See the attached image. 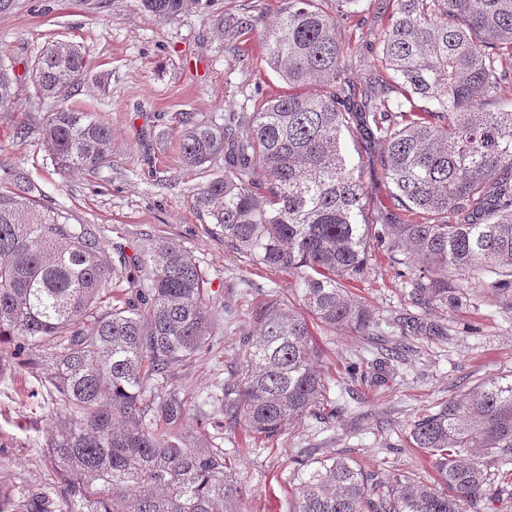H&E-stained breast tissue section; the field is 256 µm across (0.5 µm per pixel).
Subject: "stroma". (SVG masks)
<instances>
[{
	"label": "stroma",
	"instance_id": "obj_1",
	"mask_svg": "<svg viewBox=\"0 0 512 512\" xmlns=\"http://www.w3.org/2000/svg\"><path fill=\"white\" fill-rule=\"evenodd\" d=\"M243 2L194 0L170 22L145 15L137 0H13L0 12V58L18 77V109L0 114V162L25 173L41 204L62 211L69 223L93 225L126 254L173 242L209 275L220 322L216 345L175 369L174 384L191 403L223 379L254 307L272 296L295 300L289 278L256 269L225 248L193 209L194 188L221 173L223 162L189 168L180 158L182 117L220 120L253 111L261 98L287 89L261 62L257 33L247 34L240 53L218 34V20ZM384 8V0H372L364 11L370 28L352 19L341 29L363 47L358 73L375 61L373 32L386 21ZM52 40L81 44L91 75L63 100L34 98L26 76L31 59ZM99 75L105 87L96 84ZM63 104L110 124V167L54 169L42 124ZM20 125L28 130L22 138L15 135ZM411 288L380 253L371 254L353 292L378 320L377 335L315 328L316 366L330 381L336 414L306 417L275 450L259 448L238 459L233 477L244 491L240 512H293L286 477L304 448L319 457L353 458L383 479L422 472L423 456L407 442L412 423L480 382L512 379V310L486 296L474 307L429 312L413 303ZM402 320L410 322L409 333H401ZM12 351L11 344L0 345V512H28L32 494L57 495L42 453L54 407L41 380L52 359L35 348L21 364Z\"/></svg>",
	"mask_w": 512,
	"mask_h": 512
}]
</instances>
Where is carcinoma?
I'll use <instances>...</instances> for the list:
<instances>
[{
	"label": "carcinoma",
	"instance_id": "obj_1",
	"mask_svg": "<svg viewBox=\"0 0 512 512\" xmlns=\"http://www.w3.org/2000/svg\"><path fill=\"white\" fill-rule=\"evenodd\" d=\"M196 0H140L170 21ZM363 0H283L277 18L244 8L224 19V41L262 27V60L286 84L254 112L224 123L187 118L188 167L224 157V173L194 189L193 207L224 246L294 279L302 314L272 297L252 313L238 361L198 397L212 430L178 433L188 400L175 367L211 351L217 318L210 279L181 246L161 241L143 258L117 252L87 224L39 207L20 172L0 164V342L18 356L52 351L41 380L61 407L43 456L59 509L41 495L30 512H237L239 449L278 440L332 404L315 366L314 325L377 335L378 322L350 289L368 253L408 270L411 296L450 310L490 294L512 311V0H393L375 34L374 72L354 79L359 50L337 31ZM87 77L73 43L43 48L29 68L36 98L60 96ZM17 77L0 59V113L17 106ZM381 146L390 184L371 203L346 137ZM61 173L111 163L112 128L61 108L43 126ZM143 275L108 303L113 280ZM411 444L444 487L396 475L375 492L356 461L307 454L286 478L296 512H489L512 487V381L481 383L411 424Z\"/></svg>",
	"mask_w": 512,
	"mask_h": 512
}]
</instances>
